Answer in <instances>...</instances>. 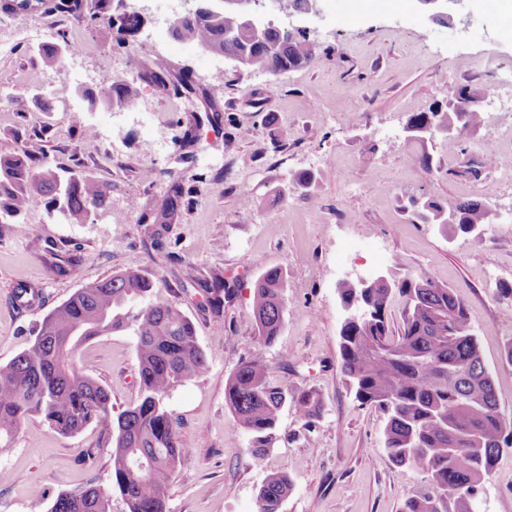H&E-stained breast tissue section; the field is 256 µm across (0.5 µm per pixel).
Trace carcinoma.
Segmentation results:
<instances>
[{"mask_svg":"<svg viewBox=\"0 0 512 512\" xmlns=\"http://www.w3.org/2000/svg\"><path fill=\"white\" fill-rule=\"evenodd\" d=\"M43 13L84 15L92 26H112V0H41ZM233 32L236 38L224 39ZM245 69L290 72L310 65L311 43L302 32L272 31L270 45L259 46L242 29L238 16L216 10L191 12L173 30ZM70 44L39 47L43 64L62 66ZM167 62L158 58L136 79L111 78L105 100L116 106L139 97L140 82L164 92L190 89L184 77L169 78ZM480 96L470 86L450 87L443 102L411 115V134L426 138L427 130L453 125L476 127L477 109L462 105ZM110 188L78 166L52 165L46 154L29 148L0 155V224L18 220L35 208L80 222L90 213L107 210ZM185 205L183 185L172 182L159 212L143 215L170 224ZM407 211L414 224L452 227L463 234L485 230L491 208L484 199L460 201L411 197ZM165 280L138 271H116L78 289L46 314L29 347L0 364V437L16 434L31 417L43 419L62 435L94 426L112 440V487L125 512H168L171 478L190 449L175 428L167 407L169 392L180 382L204 372L207 357L199 346L193 321L176 304L154 302L151 294ZM288 287L279 267L266 269L253 285L250 320L266 346L275 344L285 320ZM204 310L220 316L237 288L222 277L201 285ZM345 313L339 331L340 371L362 406L380 411L385 420L383 445L388 459L424 474L427 488L410 494L402 512H474L483 482L503 451L512 448V423L500 411L493 379L485 367L473 319L466 303L448 285L423 273L376 278L359 286L337 285ZM145 301L129 317L123 306ZM402 304L400 326L393 330L388 309ZM136 337L139 400L113 415L103 385L77 364L80 347L127 326ZM224 403L249 435L248 451L259 459L279 437L285 406L308 427L321 417L322 402L313 388L287 391L271 379V365L262 356L241 360L224 389ZM292 490L284 472L268 475L258 492L259 512H281ZM50 512H112L110 496L97 485L60 495Z\"/></svg>","mask_w":512,"mask_h":512,"instance_id":"carcinoma-1","label":"carcinoma"}]
</instances>
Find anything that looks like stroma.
Returning a JSON list of instances; mask_svg holds the SVG:
<instances>
[{"mask_svg":"<svg viewBox=\"0 0 512 512\" xmlns=\"http://www.w3.org/2000/svg\"><path fill=\"white\" fill-rule=\"evenodd\" d=\"M0 10V154L38 146L60 166H79L111 187L110 213L68 221L30 211L0 224V364L31 343L42 317L77 289L115 271L136 270L166 279L159 296L171 299L196 327L207 370L177 386L170 406L190 456L169 486V512H258V491L272 472L287 473L293 489L282 512H401L404 499L423 484L421 472L391 463L382 444L380 412L362 407L339 369L342 280L423 273L448 283L473 317L484 363L506 419L512 420V304L496 283H512V221L489 225L483 237L412 223L408 197H486L492 209L512 212V182L492 166L480 178L463 172L465 158L512 155L505 125L512 99L499 93V75L512 70V18L489 0H467L447 23L429 22L416 0H320L319 12L299 19L315 47L305 68L278 76L247 70L198 44L173 37L148 15L142 32L118 44L90 32L78 16H47L39 0ZM40 29L60 43L83 38L87 69H110L127 79L156 57L172 74L189 75L192 95H167L142 84L133 111L112 120L111 109L90 107L75 84L65 101L50 86L62 72L44 66L37 43L13 40L15 31ZM222 73L214 81V73ZM478 86L484 120L467 129L464 153L452 155L442 136L415 140L403 128L428 111L448 85ZM17 99L25 111H13ZM199 116L195 164L185 163L180 142ZM93 127L87 138L82 128ZM434 157L431 167L413 157ZM168 171L183 179L194 202L162 232V250L148 252L151 228L128 214L156 210ZM310 172L298 187L293 177ZM249 217H241L243 201ZM78 245V265L56 272L53 246ZM272 266L287 272L289 308L274 345H263L249 319L252 286ZM224 275L238 292L216 317L202 308L203 292L172 293L180 279ZM38 290L35 307H19L20 287ZM262 355L271 377L291 389L315 388L323 404L315 428L292 409L281 415L282 437L261 459L224 403L225 383L241 359ZM80 365L108 390L114 412L138 399V360L132 329L100 336L77 355ZM94 449V466L82 464ZM110 445L98 429L64 437L38 418L26 421L0 447V512H33L32 489L49 512L57 497L86 484L112 486ZM481 512H512V449L503 452L486 480Z\"/></svg>","mask_w":512,"mask_h":512,"instance_id":"1","label":"stroma"}]
</instances>
